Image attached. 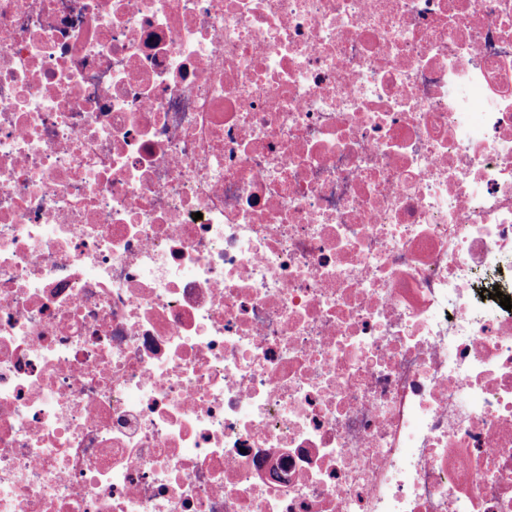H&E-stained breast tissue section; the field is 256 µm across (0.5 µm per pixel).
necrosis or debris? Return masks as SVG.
Returning a JSON list of instances; mask_svg holds the SVG:
<instances>
[{
  "label": "necrosis or debris",
  "mask_w": 512,
  "mask_h": 512,
  "mask_svg": "<svg viewBox=\"0 0 512 512\" xmlns=\"http://www.w3.org/2000/svg\"><path fill=\"white\" fill-rule=\"evenodd\" d=\"M512 0H0V512H512Z\"/></svg>",
  "instance_id": "obj_1"
}]
</instances>
